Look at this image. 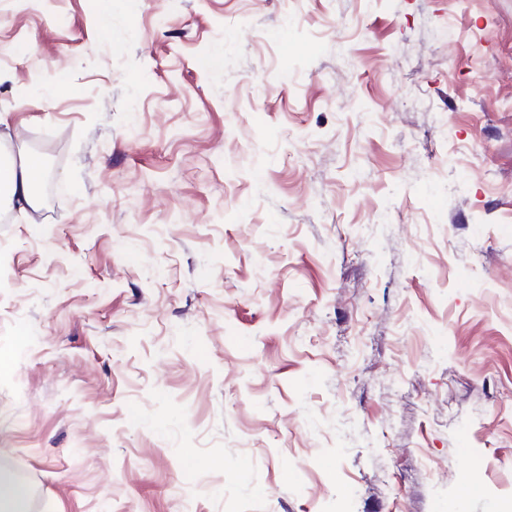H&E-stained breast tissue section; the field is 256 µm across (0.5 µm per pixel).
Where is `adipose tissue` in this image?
Here are the masks:
<instances>
[{
  "label": "adipose tissue",
  "instance_id": "1",
  "mask_svg": "<svg viewBox=\"0 0 512 512\" xmlns=\"http://www.w3.org/2000/svg\"><path fill=\"white\" fill-rule=\"evenodd\" d=\"M43 174L41 161L33 156L0 162V206L17 209L23 215L36 208L40 203L36 187Z\"/></svg>",
  "mask_w": 512,
  "mask_h": 512
}]
</instances>
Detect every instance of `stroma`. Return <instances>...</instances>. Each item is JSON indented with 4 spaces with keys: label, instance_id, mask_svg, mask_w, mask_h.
<instances>
[{
    "label": "stroma",
    "instance_id": "stroma-1",
    "mask_svg": "<svg viewBox=\"0 0 512 512\" xmlns=\"http://www.w3.org/2000/svg\"><path fill=\"white\" fill-rule=\"evenodd\" d=\"M0 114L30 512L512 504V0H0ZM41 176H44L42 162L34 156L0 162V207H17L23 215L36 208L40 196L35 189Z\"/></svg>",
    "mask_w": 512,
    "mask_h": 512
}]
</instances>
